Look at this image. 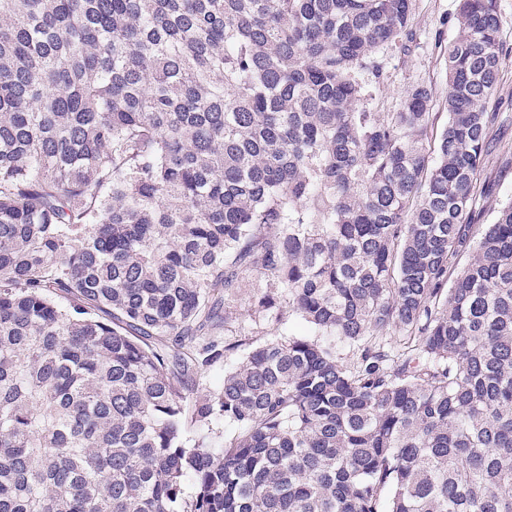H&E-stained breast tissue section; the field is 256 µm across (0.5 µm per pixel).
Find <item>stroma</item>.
I'll return each mask as SVG.
<instances>
[{
  "mask_svg": "<svg viewBox=\"0 0 512 512\" xmlns=\"http://www.w3.org/2000/svg\"><path fill=\"white\" fill-rule=\"evenodd\" d=\"M457 0H412L411 26L414 40L409 54L393 47L377 51L381 68L379 82L371 86L372 95L364 103L371 112L397 111L409 89L418 83L431 84L435 90L432 108L431 135H440L448 124L445 96L448 91L446 63L434 48L436 36L451 39L456 33ZM501 16V39L509 49L500 80L488 106L495 120L489 128L491 149L485 156L478 183L485 193L479 201L472 221L494 223L499 208L512 201V0H498ZM264 279L251 275L239 288L224 298V307L235 316L231 329L224 335L229 348L220 361L198 369L195 379L199 393L217 389L224 380L225 370L236 366L248 349L271 339L292 336L315 337V330L300 318L291 315L287 301H280L272 314L255 313L256 295L269 292Z\"/></svg>",
  "mask_w": 512,
  "mask_h": 512,
  "instance_id": "stroma-1",
  "label": "stroma"
}]
</instances>
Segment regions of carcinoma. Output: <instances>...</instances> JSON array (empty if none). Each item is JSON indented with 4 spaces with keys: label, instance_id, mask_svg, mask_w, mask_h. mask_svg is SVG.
Returning a JSON list of instances; mask_svg holds the SVG:
<instances>
[{
    "label": "carcinoma",
    "instance_id": "obj_1",
    "mask_svg": "<svg viewBox=\"0 0 512 512\" xmlns=\"http://www.w3.org/2000/svg\"><path fill=\"white\" fill-rule=\"evenodd\" d=\"M411 9L0 0V512H512V204L471 223L498 3L436 43L435 143L430 84L361 108ZM253 273L332 340L198 395Z\"/></svg>",
    "mask_w": 512,
    "mask_h": 512
}]
</instances>
